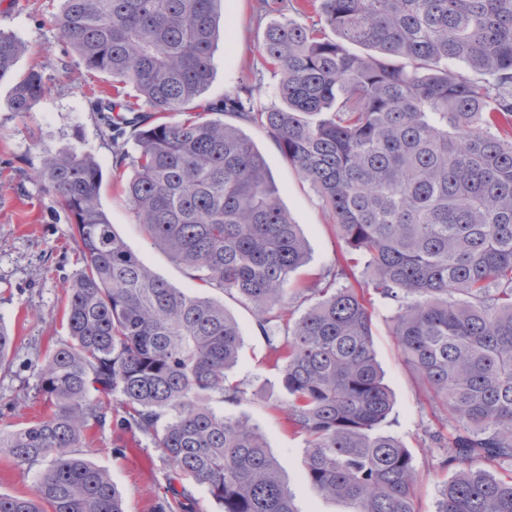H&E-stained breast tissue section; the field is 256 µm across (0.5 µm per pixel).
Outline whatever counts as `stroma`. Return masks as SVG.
<instances>
[{
	"instance_id": "35a3bbf8",
	"label": "stroma",
	"mask_w": 512,
	"mask_h": 512,
	"mask_svg": "<svg viewBox=\"0 0 512 512\" xmlns=\"http://www.w3.org/2000/svg\"><path fill=\"white\" fill-rule=\"evenodd\" d=\"M63 0H0V30L25 47L13 75L0 79V322L14 338L0 364V426L16 428L36 422L45 406L36 398L33 365L67 340L63 323L66 286L78 268L77 243L69 215L55 197L34 182L47 153L77 147L91 154L104 173L100 202L115 231L156 275L170 285L223 304L240 325L243 344L232 376L245 395L240 403L224 405L233 416L262 431L270 453L281 466L282 478L295 495L297 512H350L346 502L317 496L305 479V441L288 429L277 401L285 396L282 369L268 357L266 342L251 307L232 292L200 289L197 281L163 250L147 240L121 193L120 177L131 168L115 170L112 140L93 112L88 93L109 87L108 76L87 71L53 24ZM276 12H262L258 0H224L212 56L214 76L203 94L216 102L253 90V108L261 111L277 101V75L260 63L258 45ZM42 69L49 90L33 112L12 111L9 100L18 75ZM242 132L264 156L279 190L281 204L299 224L308 247V262L292 276L293 287L325 275L340 253L333 222L310 184L288 163L275 142L255 122L241 123ZM395 307L374 299L373 351L393 396L390 433L399 437L414 458L419 475L417 512H435L442 486L458 471L445 466V449L430 443L427 430L437 429L422 384L404 362L393 336ZM126 447V455L115 447ZM94 465L112 476L125 512H157L166 490L168 466L161 451L147 438L133 439L115 423L94 428L82 450Z\"/></svg>"
}]
</instances>
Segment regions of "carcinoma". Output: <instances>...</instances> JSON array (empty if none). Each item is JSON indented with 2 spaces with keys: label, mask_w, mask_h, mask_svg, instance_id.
Returning a JSON list of instances; mask_svg holds the SVG:
<instances>
[{
  "label": "carcinoma",
  "mask_w": 512,
  "mask_h": 512,
  "mask_svg": "<svg viewBox=\"0 0 512 512\" xmlns=\"http://www.w3.org/2000/svg\"><path fill=\"white\" fill-rule=\"evenodd\" d=\"M220 2L63 0L54 17L85 67L112 77L92 110L113 144L135 142L115 167L130 161L124 193L142 231L200 285L253 308L283 364L275 408L305 437L316 494L352 512H416L413 456L381 431L392 398L372 350V290L396 306L401 355L452 424L448 463L467 464L435 512H512V0L291 3L303 21L269 25L258 49L280 104L256 113L239 97L201 99ZM22 51L0 30V78ZM46 91L29 70L12 110ZM226 114L264 126L342 242L328 281L296 294L315 302L294 322L288 283L306 241ZM36 180L71 216L81 267L66 289L68 339L36 364L46 414L0 428V456L38 468L32 493L0 494V512H124L109 473L81 453L114 396L117 425L161 451L174 496L198 485L220 512H297L261 430L213 406L244 394L229 377L238 322L128 248L90 154L49 153ZM360 262L367 287H335Z\"/></svg>",
  "instance_id": "obj_1"
}]
</instances>
